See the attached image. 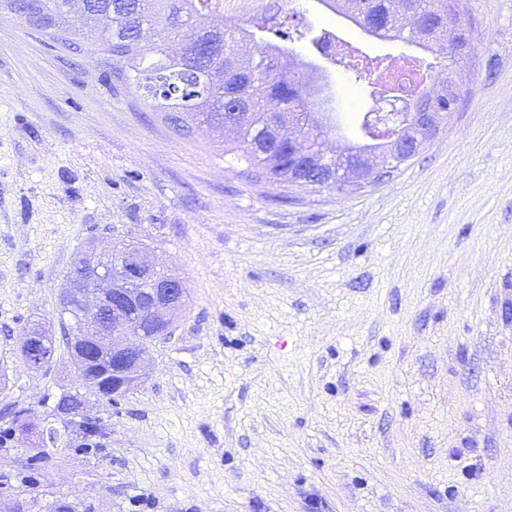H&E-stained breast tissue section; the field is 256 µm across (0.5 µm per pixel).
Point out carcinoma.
I'll return each mask as SVG.
<instances>
[{
    "instance_id": "carcinoma-1",
    "label": "carcinoma",
    "mask_w": 512,
    "mask_h": 512,
    "mask_svg": "<svg viewBox=\"0 0 512 512\" xmlns=\"http://www.w3.org/2000/svg\"><path fill=\"white\" fill-rule=\"evenodd\" d=\"M221 0H87L88 16L98 26L84 30V17L68 11L69 0H0V12L15 14V4L38 17L36 27L49 30L57 38L83 42L94 50L112 56V73L129 80L151 99L156 112L178 131L194 126H210L224 121V114L242 107L233 130L239 134L238 144L230 149L237 159L257 167L255 177L273 182H287L299 174L303 158L288 151V139L281 130L288 125V114H296L297 122L311 121V106L301 79L289 75L277 61L288 52L287 47L261 40L255 46L251 61L260 68L259 76L244 70L238 62L239 43L255 40L268 33L282 40H298L305 36L297 26L288 24L289 17H262L251 22L252 30L224 26L212 19L213 3ZM391 7L362 5L357 25L380 38L416 40V33L401 34L386 29L388 17L397 13L403 0H389ZM431 20L426 39L427 51L443 55L455 62L450 50L453 29L441 23L448 13V0H416ZM164 18L163 38L179 35L185 27H195L196 40L178 56H165L146 61L156 50L137 41L138 28L154 25Z\"/></svg>"
}]
</instances>
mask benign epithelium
Listing matches in <instances>:
<instances>
[{"instance_id": "obj_1", "label": "benign epithelium", "mask_w": 512, "mask_h": 512, "mask_svg": "<svg viewBox=\"0 0 512 512\" xmlns=\"http://www.w3.org/2000/svg\"><path fill=\"white\" fill-rule=\"evenodd\" d=\"M399 21L413 31L423 24L424 15L410 5L399 12ZM310 85L315 97L311 121L314 127L324 130L332 120L331 97L320 78L310 79ZM442 123L443 113L414 107L401 113L394 109L367 113L364 125L371 130L367 138L386 145L380 165L371 160L373 146L361 151L348 149L328 157L321 152L316 139L294 135L288 137V145L297 154L330 165L319 185L355 192L385 180L418 155L425 142L439 134ZM93 261V272L73 275L62 289L59 301L61 307L74 308L78 314L74 324L78 341L76 360L102 382V387L128 394L146 375L147 341L156 342L171 334L175 320L185 309L186 290L181 282L160 276L161 268L143 248L131 255L115 249L107 254L95 253ZM143 283L149 285L145 294L139 289ZM140 306L154 327L148 340L142 336L139 324L130 319V311ZM22 346L23 363L29 368L38 371L53 365L54 353L48 336L29 333ZM90 408L91 400L83 398L80 405L61 411L60 416L81 424L93 419Z\"/></svg>"}]
</instances>
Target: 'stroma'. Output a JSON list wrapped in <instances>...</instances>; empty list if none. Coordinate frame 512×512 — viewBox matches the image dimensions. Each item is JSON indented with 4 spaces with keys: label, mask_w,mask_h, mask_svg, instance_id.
<instances>
[{
    "label": "stroma",
    "mask_w": 512,
    "mask_h": 512,
    "mask_svg": "<svg viewBox=\"0 0 512 512\" xmlns=\"http://www.w3.org/2000/svg\"><path fill=\"white\" fill-rule=\"evenodd\" d=\"M332 27L372 59L421 56L324 0H223ZM474 51L435 140L354 194L269 183L227 132L179 134L103 54L0 18V430L52 423L65 346L24 366L29 325L62 338L59 290L92 238L176 269L187 304L121 405L92 404L101 447L0 443V512H512V0H460ZM330 85L333 154L374 107L309 42Z\"/></svg>",
    "instance_id": "1"
}]
</instances>
